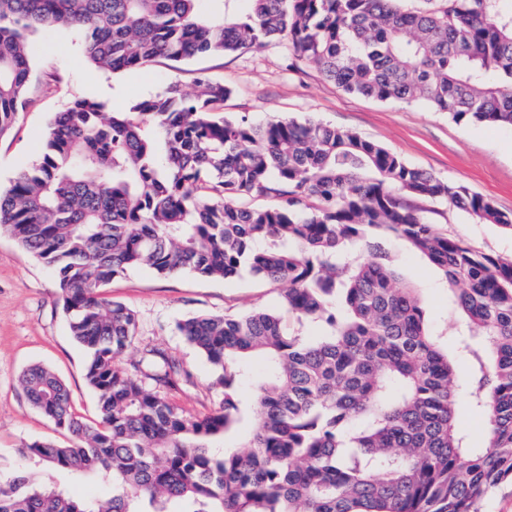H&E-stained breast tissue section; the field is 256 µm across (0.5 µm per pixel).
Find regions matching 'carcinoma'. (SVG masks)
Returning <instances> with one entry per match:
<instances>
[{"label":"carcinoma","mask_w":512,"mask_h":512,"mask_svg":"<svg viewBox=\"0 0 512 512\" xmlns=\"http://www.w3.org/2000/svg\"><path fill=\"white\" fill-rule=\"evenodd\" d=\"M201 2L0 0V137L30 102L29 37L75 25L102 70L281 40L345 92L512 127V0H246L232 15L235 0ZM229 94L202 77L191 97L171 82L123 112L78 97L54 116L41 160L0 190V231L52 269L98 403L88 422L53 371L23 373L28 400L69 442L17 449L34 467L0 473V512H170L173 501L184 512H482L512 482V256L439 233L407 199L510 232L512 212L349 130L226 118ZM385 239L447 283L460 316L447 344ZM136 267L281 285L280 313L177 323L224 389L218 410L199 417L172 401L192 379L175 356L146 347L123 361L138 320L104 290ZM306 323L324 334L310 338ZM462 396L483 419L481 446L455 421ZM249 404L243 442L211 447ZM60 475L109 495L77 498Z\"/></svg>","instance_id":"carcinoma-1"}]
</instances>
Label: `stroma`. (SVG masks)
<instances>
[{"label":"stroma","mask_w":512,"mask_h":512,"mask_svg":"<svg viewBox=\"0 0 512 512\" xmlns=\"http://www.w3.org/2000/svg\"><path fill=\"white\" fill-rule=\"evenodd\" d=\"M32 104L20 112L12 130L0 138V186L31 167L56 112L76 97H90L110 108L160 92L179 82L194 93L198 78L223 83L225 115H244L256 123L276 119L321 120L378 141L412 166L466 186L512 210V128L459 124L420 104L380 102L344 93L312 65H293L286 42L274 41L241 54L199 56L173 63L160 58L148 66L103 71L85 56L78 30L44 31L31 37ZM428 219L439 232L488 254L512 253V234L492 224H474L441 202L427 203ZM400 271L419 288L433 335L446 336L448 293L439 273L419 256L400 252ZM107 294L133 310L139 333L128 350L138 357L152 344L177 356L192 380L177 402L205 415L222 401L206 359L187 344L178 321L199 314L221 315L255 308L278 309L277 283L244 272L230 278L179 273L166 277L139 267L115 277ZM84 351L73 341L48 267L0 231V471L15 469L16 450L32 441L64 442L54 424L28 401L21 373L33 365L54 371L67 384L74 412L96 419L97 398L87 385Z\"/></svg>","instance_id":"1"}]
</instances>
